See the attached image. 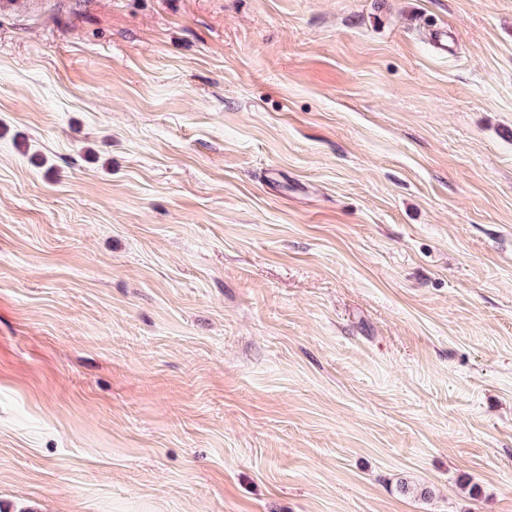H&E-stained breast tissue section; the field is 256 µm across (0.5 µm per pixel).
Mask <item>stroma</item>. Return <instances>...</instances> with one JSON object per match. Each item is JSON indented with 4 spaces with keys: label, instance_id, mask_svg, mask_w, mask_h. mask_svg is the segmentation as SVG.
I'll return each instance as SVG.
<instances>
[{
    "label": "stroma",
    "instance_id": "stroma-1",
    "mask_svg": "<svg viewBox=\"0 0 512 512\" xmlns=\"http://www.w3.org/2000/svg\"><path fill=\"white\" fill-rule=\"evenodd\" d=\"M0 512H512V0H10Z\"/></svg>",
    "mask_w": 512,
    "mask_h": 512
}]
</instances>
